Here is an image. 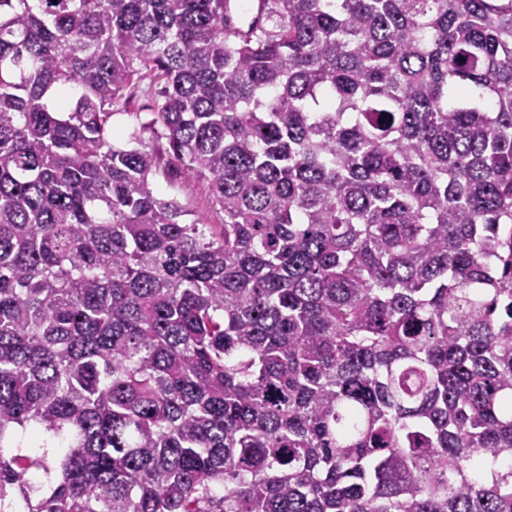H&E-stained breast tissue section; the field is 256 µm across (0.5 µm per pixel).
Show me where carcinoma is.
<instances>
[{
	"label": "carcinoma",
	"instance_id": "cac0c4a2",
	"mask_svg": "<svg viewBox=\"0 0 512 512\" xmlns=\"http://www.w3.org/2000/svg\"><path fill=\"white\" fill-rule=\"evenodd\" d=\"M0 512H512V0H0ZM155 190L163 196L174 195L190 212L186 222L201 219L206 224H222V216L211 207L206 180L184 181L182 177L160 174L154 179Z\"/></svg>",
	"mask_w": 512,
	"mask_h": 512
}]
</instances>
